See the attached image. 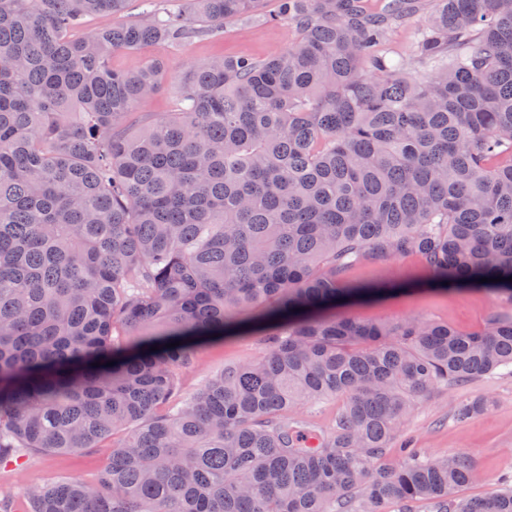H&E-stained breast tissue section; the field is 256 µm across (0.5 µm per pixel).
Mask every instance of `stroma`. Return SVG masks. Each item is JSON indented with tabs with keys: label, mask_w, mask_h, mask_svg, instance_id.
Returning a JSON list of instances; mask_svg holds the SVG:
<instances>
[{
	"label": "stroma",
	"mask_w": 512,
	"mask_h": 512,
	"mask_svg": "<svg viewBox=\"0 0 512 512\" xmlns=\"http://www.w3.org/2000/svg\"><path fill=\"white\" fill-rule=\"evenodd\" d=\"M277 0H264L261 16L225 22L221 35L193 39L178 47L154 44L138 53L114 54V69L130 71L144 61L165 63L167 79L159 92L139 109L141 127H149L163 113L181 106L179 79L190 66L210 57L246 55L261 59L288 46L294 29L272 21ZM428 15L419 12L396 25L381 52L392 62L413 57L417 35L427 27ZM433 270L418 256L363 260L349 267L344 280L352 287L397 286L398 294L342 307V314L369 322H399L418 318L446 324L461 332L481 330L491 319L512 318V301L478 290H448L433 287ZM266 345L258 333L236 334L201 347L195 367L182 376L179 400H187L224 368L258 361ZM488 398L487 412L461 421L456 406L473 396ZM416 447L433 457L463 455L478 467L475 482L460 490L464 499H481L512 479V372L499 371L453 391L434 390L419 399L402 431ZM110 456L108 447L88 448L75 455L27 453L22 464L0 466V496H7L12 512H26V491L35 482L53 484L77 480L93 488Z\"/></svg>",
	"instance_id": "1"
}]
</instances>
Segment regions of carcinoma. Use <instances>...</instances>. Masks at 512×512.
Instances as JSON below:
<instances>
[{
  "label": "carcinoma",
  "mask_w": 512,
  "mask_h": 512,
  "mask_svg": "<svg viewBox=\"0 0 512 512\" xmlns=\"http://www.w3.org/2000/svg\"><path fill=\"white\" fill-rule=\"evenodd\" d=\"M127 2L0 0V466L126 431L96 488L34 484L27 512H512V486L456 498L477 477L463 456L375 463L418 398L512 367V320L336 315L391 292L343 281L386 256L512 300V0H435L417 76L377 48L419 0H279L288 47L191 66L180 111L141 131L165 67L112 54L216 35L262 0H140L72 35ZM243 329L265 355L174 404L199 347ZM328 396V431L283 417ZM139 1H130L127 10L123 14L119 15H93L85 17L84 26L81 30L74 33L75 36H82L83 33L93 30L95 28L105 26L108 24H118L123 22H129L135 19L140 12Z\"/></svg>",
  "instance_id": "1"
}]
</instances>
